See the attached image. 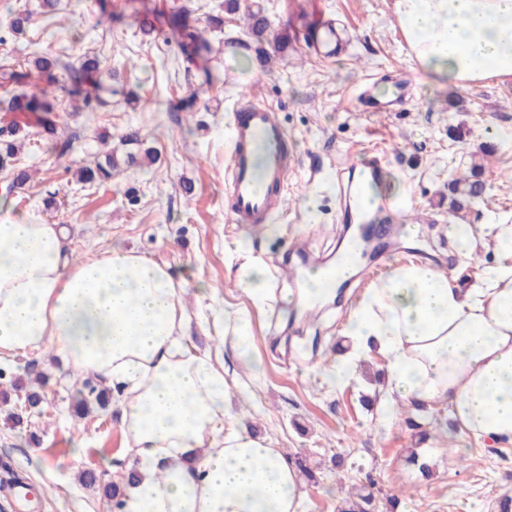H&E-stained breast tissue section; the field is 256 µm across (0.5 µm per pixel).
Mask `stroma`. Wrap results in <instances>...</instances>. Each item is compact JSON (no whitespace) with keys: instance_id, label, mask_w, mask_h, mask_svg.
<instances>
[{"instance_id":"35a3bbf8","label":"stroma","mask_w":512,"mask_h":512,"mask_svg":"<svg viewBox=\"0 0 512 512\" xmlns=\"http://www.w3.org/2000/svg\"><path fill=\"white\" fill-rule=\"evenodd\" d=\"M273 33H287L285 52L267 66L232 58L225 42L248 40L244 11L227 12L224 0H59L55 13H34L25 34L0 45V58L30 60L33 51L64 53L70 65L83 54H98L117 69L118 82L102 112H59V130L72 138L73 151L57 157L31 128L19 159L32 177L7 199L13 214L36 213L70 232L72 258L112 248L134 249L169 263L192 284L185 295L189 315L204 301L202 283L225 304L248 306L237 285L244 256L267 264L268 295L251 312V373L219 339L216 325L193 328L189 350L210 355L224 366L235 398L232 412L289 456L306 458L315 474L310 512H336L342 492L332 461L371 475L377 512H387V495L402 491L401 512H497V501L512 490V454L460 439L446 428L448 410L430 409L433 475L423 479L404 459L415 443L403 417L382 421L370 400L384 361H363L348 386H336L322 369L332 364L343 342L348 314L368 290L352 279L335 301L309 317H297L283 303L289 284L283 262L302 249L312 260L336 257L348 228L342 224L339 183L360 145L382 152L389 175L381 195L406 201L401 223L420 219V236L378 250L371 264L388 275L392 264L423 254L428 263L457 275L469 287L485 263L495 260L490 246L476 244L472 260L461 261L448 241L452 224H483L512 214V78L458 88L425 76L410 58L394 13V0H256ZM149 11L156 30L142 35L137 11ZM347 26L352 42L333 59L309 46L315 11ZM223 18V25L212 22ZM218 71L202 82L203 68ZM407 91L393 112H365L358 96L365 84ZM254 94L275 108L288 132L295 169L284 213L254 228L231 223L224 208V164L230 150L229 114L242 94ZM139 130L156 163L121 168L111 184L81 186L77 167L102 145L116 146L127 130ZM504 142L493 155L481 152L490 132ZM480 164L487 185L483 199L449 210L448 179ZM0 394V462L23 478L27 512H114L101 489L85 486L84 471L106 473L107 463L125 454L116 408H91L73 418L71 403L87 377L61 356L18 357L4 367ZM44 373V399L22 408L15 394L28 391ZM20 412L21 425L9 415ZM466 450L456 465L449 448Z\"/></svg>"}]
</instances>
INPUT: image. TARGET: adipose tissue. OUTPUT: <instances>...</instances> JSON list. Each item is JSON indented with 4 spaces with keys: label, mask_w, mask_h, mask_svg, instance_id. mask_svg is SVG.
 <instances>
[{
    "label": "adipose tissue",
    "mask_w": 512,
    "mask_h": 512,
    "mask_svg": "<svg viewBox=\"0 0 512 512\" xmlns=\"http://www.w3.org/2000/svg\"><path fill=\"white\" fill-rule=\"evenodd\" d=\"M409 54L457 87L512 76V0H395ZM498 259L460 288L429 264H397L345 326L349 351L328 369L351 382L386 360L381 404L442 405L459 436L512 448V217L472 226ZM65 227L0 219V360L52 350L113 391L131 461L120 512H309L295 463L230 418L224 369L191 352L188 279L135 250L70 259ZM250 308L211 303L237 355Z\"/></svg>",
    "instance_id": "adipose-tissue-1"
}]
</instances>
